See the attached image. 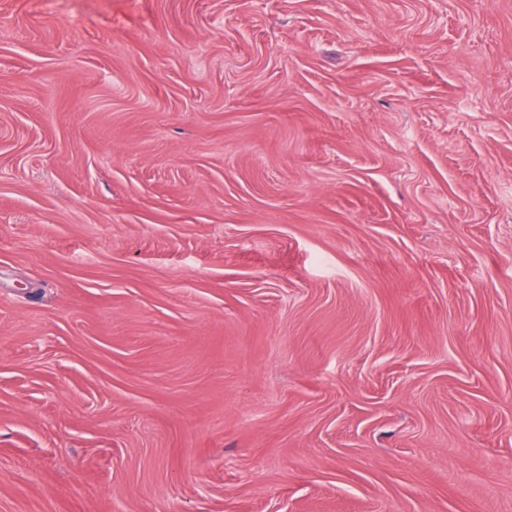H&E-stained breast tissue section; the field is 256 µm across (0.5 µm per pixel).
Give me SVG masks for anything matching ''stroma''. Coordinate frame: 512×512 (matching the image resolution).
<instances>
[{
    "mask_svg": "<svg viewBox=\"0 0 512 512\" xmlns=\"http://www.w3.org/2000/svg\"><path fill=\"white\" fill-rule=\"evenodd\" d=\"M0 512H512V0H0Z\"/></svg>",
    "mask_w": 512,
    "mask_h": 512,
    "instance_id": "stroma-1",
    "label": "stroma"
}]
</instances>
